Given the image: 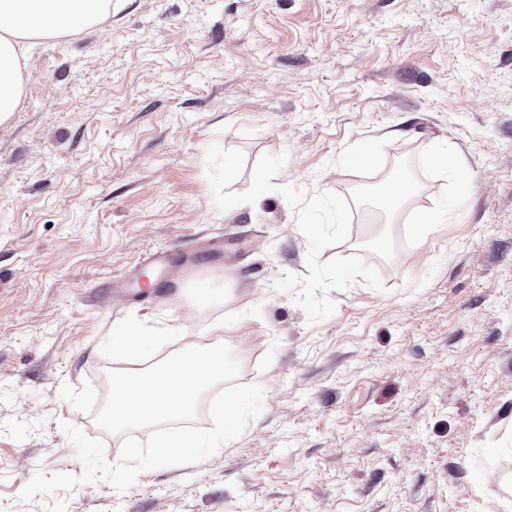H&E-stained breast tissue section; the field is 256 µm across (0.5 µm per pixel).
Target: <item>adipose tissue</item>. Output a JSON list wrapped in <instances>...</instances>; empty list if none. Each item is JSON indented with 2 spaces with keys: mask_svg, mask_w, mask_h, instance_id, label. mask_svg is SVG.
<instances>
[{
  "mask_svg": "<svg viewBox=\"0 0 512 512\" xmlns=\"http://www.w3.org/2000/svg\"><path fill=\"white\" fill-rule=\"evenodd\" d=\"M108 0H0V121L18 107L30 39L100 21Z\"/></svg>",
  "mask_w": 512,
  "mask_h": 512,
  "instance_id": "adipose-tissue-1",
  "label": "adipose tissue"
}]
</instances>
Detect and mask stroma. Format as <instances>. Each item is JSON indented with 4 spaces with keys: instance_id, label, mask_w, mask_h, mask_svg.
Wrapping results in <instances>:
<instances>
[{
    "instance_id": "stroma-1",
    "label": "stroma",
    "mask_w": 512,
    "mask_h": 512,
    "mask_svg": "<svg viewBox=\"0 0 512 512\" xmlns=\"http://www.w3.org/2000/svg\"><path fill=\"white\" fill-rule=\"evenodd\" d=\"M0 122V512L80 475L63 400L227 344L263 410L67 512H512V0H112ZM408 191L378 203V186ZM442 216L439 224L429 223ZM191 277L107 280L154 250ZM145 325L156 348L116 347Z\"/></svg>"
}]
</instances>
